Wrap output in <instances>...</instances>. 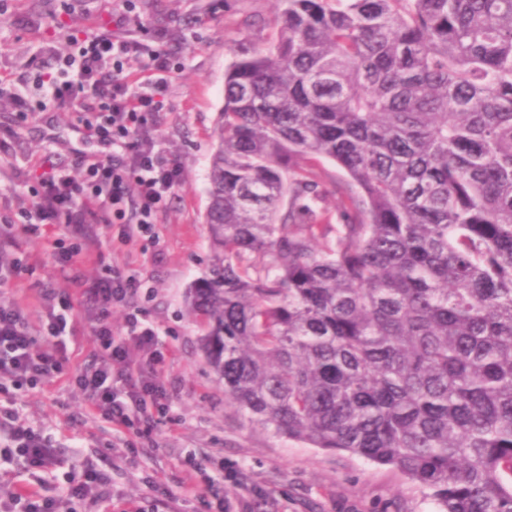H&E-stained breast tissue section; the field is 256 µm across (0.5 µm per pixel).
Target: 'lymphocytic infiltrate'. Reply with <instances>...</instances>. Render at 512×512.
Masks as SVG:
<instances>
[{
    "label": "lymphocytic infiltrate",
    "instance_id": "1",
    "mask_svg": "<svg viewBox=\"0 0 512 512\" xmlns=\"http://www.w3.org/2000/svg\"><path fill=\"white\" fill-rule=\"evenodd\" d=\"M112 29H90L76 37L78 50L63 62L61 75L37 79L46 96L77 104V127L94 152L77 157L76 169L42 161L35 169L34 205L25 211L23 224L0 226V236L38 238L63 225L57 246L80 256L83 241L98 224L113 231L112 248L130 252L152 235L159 211L180 184L174 162L157 149L150 133L154 117L165 106L169 57L163 48L146 50L134 32L135 19L115 14ZM147 56V77L132 85L122 76L126 60ZM127 267L103 263L101 276L84 284L82 293L94 308L91 333L96 350L90 363L78 369L75 383L88 395L87 412L101 416L113 430L138 438L148 437L169 410L170 395L163 381V354L156 330L128 313L126 327L113 329V304L126 302L137 290ZM51 310L45 320L31 322L21 304L0 301V393L7 386L37 385L64 374L70 367L66 339L72 332L69 301L48 294ZM44 337L35 348L36 337ZM137 346L140 361L128 355ZM0 461L14 465L20 480L34 470L53 465L57 451L41 430L21 420L11 408L0 406ZM106 475L86 464L70 481L67 497L89 500L100 512H145L142 502L128 500L113 508ZM64 498L49 493L46 485L20 483L0 497V512H65Z\"/></svg>",
    "mask_w": 512,
    "mask_h": 512
}]
</instances>
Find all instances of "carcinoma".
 <instances>
[{
  "label": "carcinoma",
  "mask_w": 512,
  "mask_h": 512,
  "mask_svg": "<svg viewBox=\"0 0 512 512\" xmlns=\"http://www.w3.org/2000/svg\"><path fill=\"white\" fill-rule=\"evenodd\" d=\"M279 3L214 131L187 312L215 383L437 512H512V0Z\"/></svg>",
  "instance_id": "carcinoma-1"
}]
</instances>
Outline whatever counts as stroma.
<instances>
[{
    "label": "stroma",
    "instance_id": "35a3bbf8",
    "mask_svg": "<svg viewBox=\"0 0 512 512\" xmlns=\"http://www.w3.org/2000/svg\"><path fill=\"white\" fill-rule=\"evenodd\" d=\"M119 0H0V74L16 93L36 104L20 118L0 110V221L20 223L34 199L32 161L48 156L72 163L86 144L76 128L74 108L39 95L34 78L53 72L80 30L107 25ZM141 25L138 37L149 42L167 34L165 49L174 58L163 112L157 113V146L174 160L181 183L159 215L156 239L133 248V269L141 282L135 299L144 322L156 327L164 354L171 409L152 441L131 452L110 422L89 416L84 393L71 377L34 387L23 386L0 398L35 428L50 435L60 463L44 479L53 494L65 495L71 474L91 462L107 474L115 498L139 499L154 512H199L197 501L178 495L185 479L184 460L195 454L224 493L230 512H434L425 492L397 471L346 452L326 451L302 442L270 437L241 423L224 402V391L199 347L203 327L187 315V292L202 278L212 258L204 216L209 202L212 131L224 106V73L241 46L265 48L276 36L277 0H133ZM86 261L77 278L60 274L61 256L52 236L18 238L14 254L20 275L0 286V299L23 304L30 318L43 315L44 289L71 302L75 324L71 365L79 367L95 348L92 309L78 279L97 277V253H112L108 230L86 242ZM159 490H151V482ZM175 498H168V491Z\"/></svg>",
    "mask_w": 512,
    "mask_h": 512
}]
</instances>
